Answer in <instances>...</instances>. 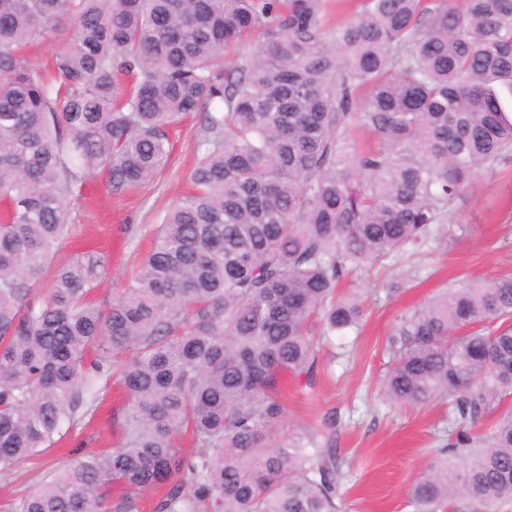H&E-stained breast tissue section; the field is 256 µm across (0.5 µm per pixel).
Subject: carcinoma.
I'll use <instances>...</instances> for the list:
<instances>
[{"label": "carcinoma", "mask_w": 512, "mask_h": 512, "mask_svg": "<svg viewBox=\"0 0 512 512\" xmlns=\"http://www.w3.org/2000/svg\"><path fill=\"white\" fill-rule=\"evenodd\" d=\"M0 0V476L126 397L111 450L48 473L5 512H338L343 472L317 431L276 445L290 376L356 329L353 272L426 241L482 169L512 152V0ZM69 31L52 72L24 51ZM258 47L243 51L253 34ZM198 114L191 190L140 274L102 309L82 252L52 275L68 199L111 192L169 161ZM358 127L379 134L361 148ZM385 394L448 404V458L411 488L415 512L512 501V277L463 283L403 315ZM182 436L193 451L177 447ZM121 489L115 494V489Z\"/></svg>", "instance_id": "obj_1"}]
</instances>
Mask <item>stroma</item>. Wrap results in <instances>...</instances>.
<instances>
[{"label": "stroma", "instance_id": "stroma-1", "mask_svg": "<svg viewBox=\"0 0 512 512\" xmlns=\"http://www.w3.org/2000/svg\"><path fill=\"white\" fill-rule=\"evenodd\" d=\"M198 127L195 115L172 127L169 162L145 187L113 194L97 180L75 188L71 231L50 267L60 268L79 252L102 254L106 276L93 294L99 306H107L126 279L142 270L157 225L187 191ZM453 209L450 223L434 227L424 246L388 269L358 274L354 289L363 301V325L325 341L315 385L304 387L290 378L282 384L288 412L277 433L313 429L330 437L348 474L339 488L340 512H413L410 489L448 441L447 407L387 399L382 386L387 341L402 314L458 282L512 275V155L482 170ZM399 278L405 287L389 292V283ZM124 402L117 389L105 390L96 414L70 431L41 466L23 464L11 478H0V506L69 461L72 450L112 447L120 438L116 413Z\"/></svg>", "mask_w": 512, "mask_h": 512}]
</instances>
